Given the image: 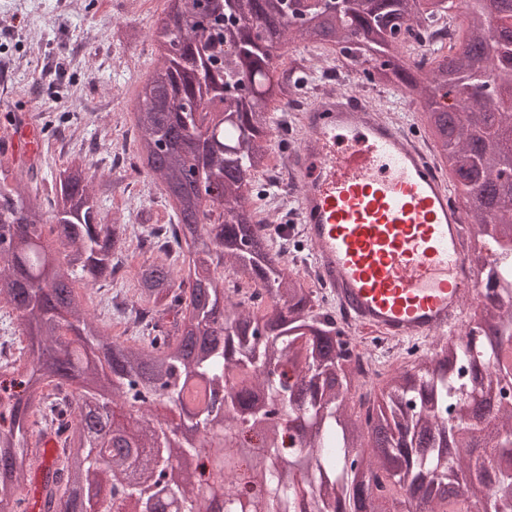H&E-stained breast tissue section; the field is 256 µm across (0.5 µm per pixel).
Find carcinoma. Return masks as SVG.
Masks as SVG:
<instances>
[{"mask_svg":"<svg viewBox=\"0 0 512 512\" xmlns=\"http://www.w3.org/2000/svg\"><path fill=\"white\" fill-rule=\"evenodd\" d=\"M485 0L457 13L434 0H166L151 33L153 69L134 102L130 169L172 201L151 224L161 256L135 267L146 327L112 335L77 300L126 256L129 227L105 213L112 182L82 156L36 182L0 164V319L24 336L0 361V503L21 509L28 449L56 436L61 452L40 512H219L211 486L225 480L224 512H512V410L472 458L478 396L512 388V199L490 191L504 164L489 120L512 127V109L471 94L451 111L441 98L491 68L512 84V44L490 32ZM324 49L335 68L363 54L388 59L363 84L405 88L452 168L455 198L482 241L498 244L497 305L469 318L464 335L439 337L412 360L395 355L368 392L339 340L335 312L275 240L260 177L270 169L268 107H286L309 79L304 55L271 58L277 43ZM233 270L238 287L221 269ZM359 394L358 401L352 395ZM186 418L194 437L155 414ZM466 449L449 453L450 447ZM196 469L166 471L185 454ZM223 456L225 474L209 469ZM94 486L92 498L85 488Z\"/></svg>","mask_w":512,"mask_h":512,"instance_id":"cac0c4a2","label":"carcinoma"}]
</instances>
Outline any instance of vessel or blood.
<instances>
[{"mask_svg": "<svg viewBox=\"0 0 512 512\" xmlns=\"http://www.w3.org/2000/svg\"><path fill=\"white\" fill-rule=\"evenodd\" d=\"M17 128L7 154L34 158L38 131L24 118ZM419 137L368 101L339 94L301 113L289 149L296 220L313 264L365 335L416 340L461 331L474 282L466 217Z\"/></svg>", "mask_w": 512, "mask_h": 512, "instance_id": "b4317fda", "label": "vessel or blood"}]
</instances>
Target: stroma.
Wrapping results in <instances>:
<instances>
[{"instance_id": "obj_1", "label": "stroma", "mask_w": 512, "mask_h": 512, "mask_svg": "<svg viewBox=\"0 0 512 512\" xmlns=\"http://www.w3.org/2000/svg\"><path fill=\"white\" fill-rule=\"evenodd\" d=\"M165 0H0V140L17 116L43 127L42 176L88 154L114 188L103 207L119 223L165 224L171 210L145 176L130 177L128 110L152 71L151 29Z\"/></svg>"}]
</instances>
